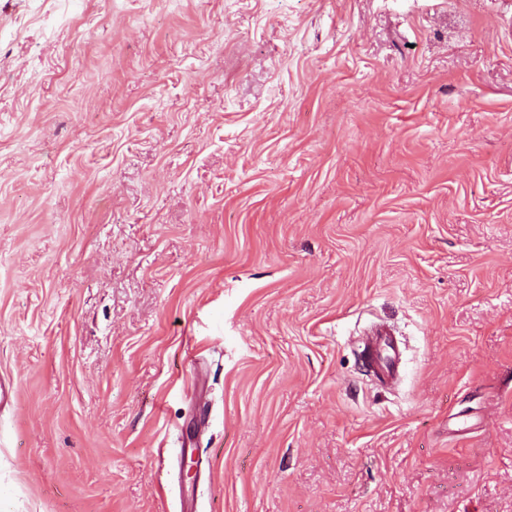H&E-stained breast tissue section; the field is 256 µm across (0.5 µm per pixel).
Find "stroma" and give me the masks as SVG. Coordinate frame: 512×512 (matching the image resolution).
<instances>
[{"mask_svg":"<svg viewBox=\"0 0 512 512\" xmlns=\"http://www.w3.org/2000/svg\"><path fill=\"white\" fill-rule=\"evenodd\" d=\"M2 377L0 512H512V0H0ZM360 353L366 359L370 373L380 382L390 381L397 373L400 351L392 336H372Z\"/></svg>","mask_w":512,"mask_h":512,"instance_id":"stroma-1","label":"stroma"}]
</instances>
